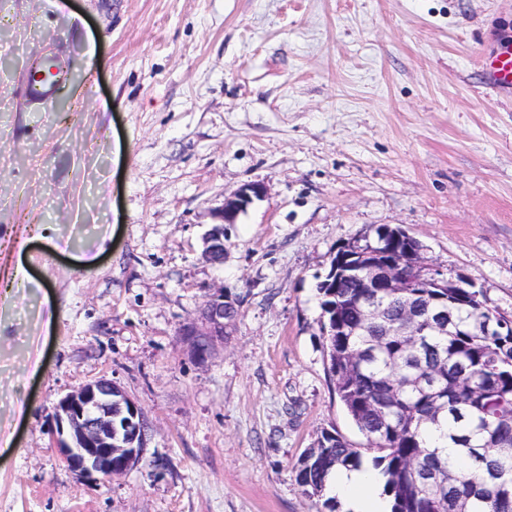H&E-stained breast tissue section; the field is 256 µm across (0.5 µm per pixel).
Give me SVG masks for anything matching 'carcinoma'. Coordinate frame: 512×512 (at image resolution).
Wrapping results in <instances>:
<instances>
[{
	"instance_id": "cac0c4a2",
	"label": "carcinoma",
	"mask_w": 512,
	"mask_h": 512,
	"mask_svg": "<svg viewBox=\"0 0 512 512\" xmlns=\"http://www.w3.org/2000/svg\"><path fill=\"white\" fill-rule=\"evenodd\" d=\"M413 279V288L376 294L352 276L317 285L328 371L366 443L323 433L299 458L295 480L335 512L329 476L369 461L391 512H512V322L472 288ZM370 301L396 328L365 320ZM409 306L445 307L452 323L400 336Z\"/></svg>"
}]
</instances>
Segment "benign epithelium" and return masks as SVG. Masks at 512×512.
Returning a JSON list of instances; mask_svg holds the SVG:
<instances>
[{"label":"benign epithelium","instance_id":"1","mask_svg":"<svg viewBox=\"0 0 512 512\" xmlns=\"http://www.w3.org/2000/svg\"><path fill=\"white\" fill-rule=\"evenodd\" d=\"M265 193L262 184L245 183L224 196L222 206L213 213L217 223L204 236V256L208 262L217 265L224 263V225L237 223L239 216ZM388 232L391 238L389 251L375 253L371 260L357 261L351 255V243L347 242L337 249L330 269L335 271L341 266L355 271L367 288H407V272L412 268L430 272L440 288L471 287L460 276L452 279L438 269L429 271L425 263L411 264L410 251L402 252L398 247L406 232L391 227ZM238 314V304L224 294V289L217 288L208 293L200 310L205 328L198 330L189 324L183 327L181 335L189 337L195 352L203 359L209 353L213 340L224 338L227 328L234 324ZM118 391L112 380L102 377L65 395L58 403L54 429L51 430L52 440L60 449L66 465L87 479L110 477L133 469L130 462L120 469L113 466L112 458L118 453H125L131 460H143L151 437L149 423L133 401L129 402V411L124 413L126 419L119 421V416L112 412V394ZM122 428L129 440L128 447L114 448L112 436Z\"/></svg>","mask_w":512,"mask_h":512}]
</instances>
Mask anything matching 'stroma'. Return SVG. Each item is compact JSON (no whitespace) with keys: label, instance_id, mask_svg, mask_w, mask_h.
<instances>
[{"label":"stroma","instance_id":"35a3bbf8","mask_svg":"<svg viewBox=\"0 0 512 512\" xmlns=\"http://www.w3.org/2000/svg\"><path fill=\"white\" fill-rule=\"evenodd\" d=\"M508 45L512 0H0V512H320L298 459L365 442L321 330L337 248L401 227L512 316V93L480 70ZM52 51L67 112L26 96ZM220 287L201 361L179 329ZM102 376L152 436L92 481L50 431ZM266 189L260 183H245L224 196L222 206L214 213L218 221L203 238L204 256L211 264H223L226 247H224V224L237 223L239 216L256 201L265 196ZM233 298L224 295V288L214 289L206 296V300L200 310L201 320L205 328L197 330L193 323L186 325L181 330L182 336H188L193 348L200 358H205L209 353L211 344L215 338L224 339L238 314L239 308Z\"/></svg>","mask_w":512,"mask_h":512}]
</instances>
